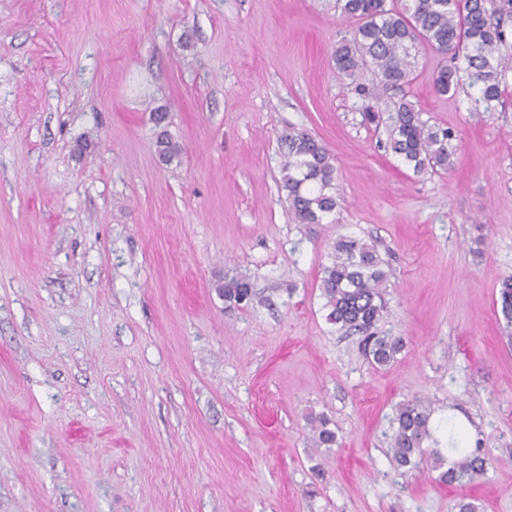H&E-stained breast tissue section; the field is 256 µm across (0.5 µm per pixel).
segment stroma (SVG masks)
I'll list each match as a JSON object with an SVG mask.
<instances>
[{"label": "stroma", "mask_w": 512, "mask_h": 512, "mask_svg": "<svg viewBox=\"0 0 512 512\" xmlns=\"http://www.w3.org/2000/svg\"><path fill=\"white\" fill-rule=\"evenodd\" d=\"M356 26L338 0H0V512H512V69L491 112L436 94L429 50L400 91L363 68L362 97L333 59ZM402 98L453 131L451 170L387 151ZM291 127L334 158L321 224L280 188ZM341 236L388 265L377 330L406 345L383 369L326 319ZM412 399L424 448L471 420L478 479L395 467ZM321 413L336 447L312 444ZM216 288L219 295L224 298V302L230 305L244 308L253 302L252 286L244 278L224 274V277L219 279ZM497 304L500 305V312L505 323V329L507 332H510V336L507 337L512 340V275L507 276L501 282Z\"/></svg>", "instance_id": "obj_1"}]
</instances>
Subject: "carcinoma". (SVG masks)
Returning <instances> with one entry per match:
<instances>
[{
	"label": "carcinoma",
	"mask_w": 512,
	"mask_h": 512,
	"mask_svg": "<svg viewBox=\"0 0 512 512\" xmlns=\"http://www.w3.org/2000/svg\"><path fill=\"white\" fill-rule=\"evenodd\" d=\"M342 12L358 22L353 41L336 48V68L355 79L365 65L373 67L383 86L399 88L409 82L416 52L429 48L449 54L454 64L439 69L433 87L441 95L457 88L466 75L476 88V102L491 112L502 96V71L512 66L503 54L504 22L512 18V0H342ZM452 133L436 130L420 119L414 105L401 101L391 116L387 149L417 171L428 167L450 168L454 164ZM283 151L281 188L288 210L297 224H321L338 208L336 167L323 141L306 130H290L280 138ZM158 154L169 162L181 148L162 131L157 136ZM386 262L375 242L342 236L336 240L331 263L323 268L320 288L329 323L365 334L364 350L377 367L390 365L404 347L398 336L371 332L385 310L388 281ZM224 302L242 308L253 302L252 286L244 278L224 275L217 285ZM500 312L506 331L512 330V275L501 282ZM430 413L417 400L396 407L391 453L399 467L437 470L438 480L453 484L475 480L483 474L487 460L480 449L450 448L457 455L448 469L440 449L426 452L423 441L430 437ZM314 446L337 444L336 430L324 415L310 417Z\"/></svg>",
	"instance_id": "carcinoma-1"
}]
</instances>
